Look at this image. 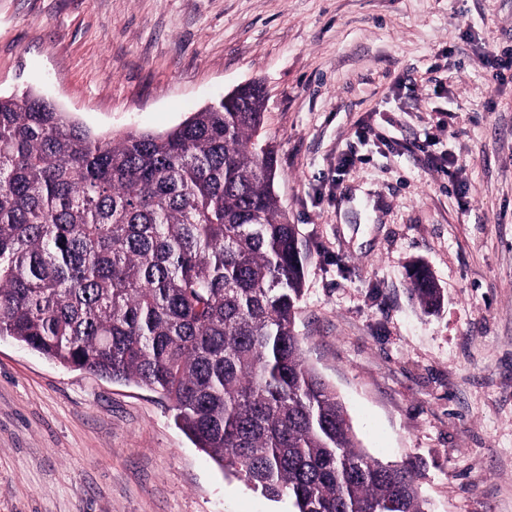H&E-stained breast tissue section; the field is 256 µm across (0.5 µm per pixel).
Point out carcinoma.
I'll list each match as a JSON object with an SVG mask.
<instances>
[{"instance_id": "cac0c4a2", "label": "carcinoma", "mask_w": 512, "mask_h": 512, "mask_svg": "<svg viewBox=\"0 0 512 512\" xmlns=\"http://www.w3.org/2000/svg\"><path fill=\"white\" fill-rule=\"evenodd\" d=\"M265 111L253 87L114 138L0 95V338L162 394L197 447L294 512H427L414 468L367 455L302 357L304 258ZM407 278L440 307L425 265Z\"/></svg>"}]
</instances>
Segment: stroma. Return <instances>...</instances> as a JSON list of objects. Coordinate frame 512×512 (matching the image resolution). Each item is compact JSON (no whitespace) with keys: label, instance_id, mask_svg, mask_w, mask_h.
Listing matches in <instances>:
<instances>
[{"label":"stroma","instance_id":"1","mask_svg":"<svg viewBox=\"0 0 512 512\" xmlns=\"http://www.w3.org/2000/svg\"><path fill=\"white\" fill-rule=\"evenodd\" d=\"M512 0H0V94L97 135L163 132L237 86L298 228L295 331L371 456L431 512H512ZM444 290L423 313L405 271ZM0 512H292L145 387L0 340Z\"/></svg>","mask_w":512,"mask_h":512}]
</instances>
